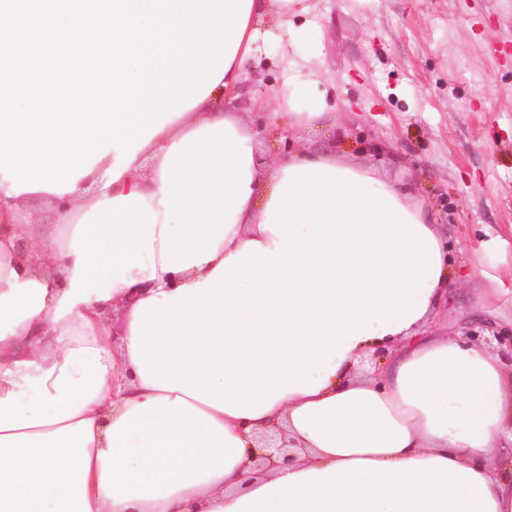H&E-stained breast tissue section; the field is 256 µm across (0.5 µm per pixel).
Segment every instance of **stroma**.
Segmentation results:
<instances>
[{"label":"stroma","instance_id":"stroma-1","mask_svg":"<svg viewBox=\"0 0 512 512\" xmlns=\"http://www.w3.org/2000/svg\"><path fill=\"white\" fill-rule=\"evenodd\" d=\"M327 114L294 150L323 153L412 187L448 238L456 274L448 329L512 331V294L479 289L512 269V0H321ZM249 71L281 87L282 30ZM500 239L488 253L485 243Z\"/></svg>","mask_w":512,"mask_h":512}]
</instances>
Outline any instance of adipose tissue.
<instances>
[{
  "instance_id": "adipose-tissue-1",
  "label": "adipose tissue",
  "mask_w": 512,
  "mask_h": 512,
  "mask_svg": "<svg viewBox=\"0 0 512 512\" xmlns=\"http://www.w3.org/2000/svg\"><path fill=\"white\" fill-rule=\"evenodd\" d=\"M269 16L293 74L270 120L318 127L314 0H251L220 83L117 181L106 154L30 224L0 178V512H512V376L432 329L438 225L373 170L261 162L224 108ZM274 426L295 458L262 472L247 450Z\"/></svg>"
}]
</instances>
